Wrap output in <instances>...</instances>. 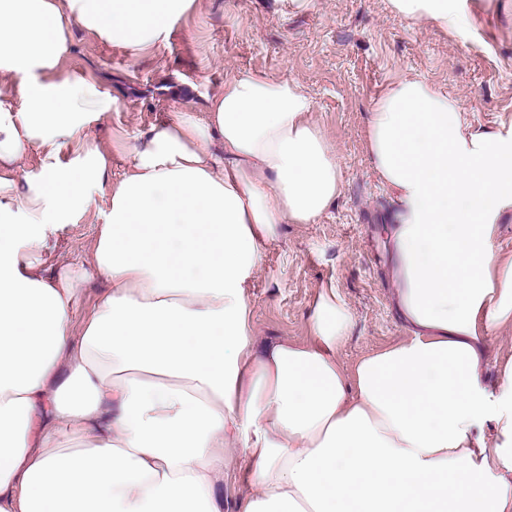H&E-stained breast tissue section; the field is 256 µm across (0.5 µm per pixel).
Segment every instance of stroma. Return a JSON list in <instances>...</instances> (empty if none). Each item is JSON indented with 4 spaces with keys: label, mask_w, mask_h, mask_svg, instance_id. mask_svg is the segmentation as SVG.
<instances>
[{
    "label": "stroma",
    "mask_w": 512,
    "mask_h": 512,
    "mask_svg": "<svg viewBox=\"0 0 512 512\" xmlns=\"http://www.w3.org/2000/svg\"><path fill=\"white\" fill-rule=\"evenodd\" d=\"M468 32L416 25L388 0H314L303 12L279 0H197L168 41L141 55L71 27L65 71L94 77L114 104L87 133L112 157L110 180L128 164L118 144L147 133L171 112H201L224 81L248 69L301 84L311 120L335 145L340 195L315 224H286L250 287L259 338L303 339L321 285H333L352 313L340 351L345 364L407 334L397 306L393 247L385 232L393 205L365 148L373 101L390 84L419 78L463 106L474 130L512 120V0H467ZM109 207L98 195L60 231L56 254H79Z\"/></svg>",
    "instance_id": "35a3bbf8"
}]
</instances>
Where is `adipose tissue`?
Here are the masks:
<instances>
[{
  "label": "adipose tissue",
  "mask_w": 512,
  "mask_h": 512,
  "mask_svg": "<svg viewBox=\"0 0 512 512\" xmlns=\"http://www.w3.org/2000/svg\"><path fill=\"white\" fill-rule=\"evenodd\" d=\"M197 0H0V512H512V358L498 396L483 343L512 324V127L406 78L373 103L367 152L391 194L400 342L345 366L352 316L333 285L304 341H258L248 284L285 224L342 189L333 144L295 81L239 71L204 116L176 112L109 155L86 141L112 95L61 72L70 26L140 54ZM460 28L467 0H390ZM69 161H61L63 149ZM38 177L16 173L30 151ZM110 206L87 263L47 270L50 236L95 192ZM109 283L79 311L87 269ZM494 439L483 433L485 420Z\"/></svg>",
  "instance_id": "ef3b65f1"
}]
</instances>
